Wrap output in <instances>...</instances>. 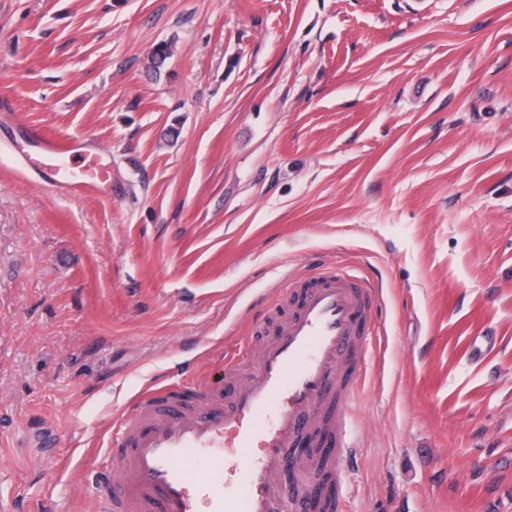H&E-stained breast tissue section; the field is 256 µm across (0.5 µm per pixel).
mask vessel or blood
Listing matches in <instances>:
<instances>
[{"instance_id": "b4317fda", "label": "vessel or blood", "mask_w": 512, "mask_h": 512, "mask_svg": "<svg viewBox=\"0 0 512 512\" xmlns=\"http://www.w3.org/2000/svg\"><path fill=\"white\" fill-rule=\"evenodd\" d=\"M24 139L28 164L60 194L109 191L110 172L94 150L34 127ZM373 292L341 269L317 278L231 404L194 385L168 384L122 407L111 450L93 471V512H310L307 486L279 492L275 478L295 440L323 423L335 446L331 472L351 455L344 405L333 395L358 380L347 365L364 353Z\"/></svg>"}]
</instances>
